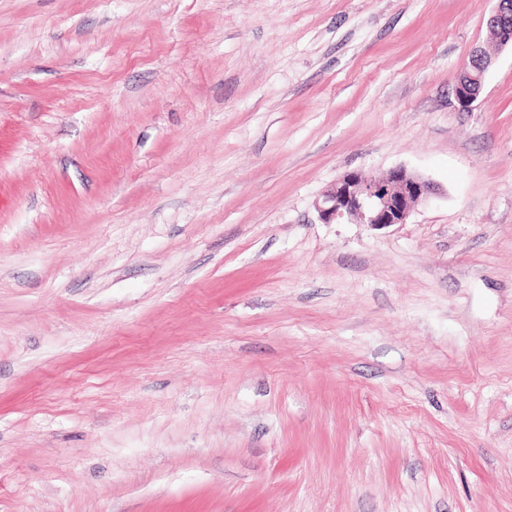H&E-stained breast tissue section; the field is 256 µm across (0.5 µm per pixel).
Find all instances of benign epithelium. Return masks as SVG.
Listing matches in <instances>:
<instances>
[{"mask_svg": "<svg viewBox=\"0 0 512 512\" xmlns=\"http://www.w3.org/2000/svg\"><path fill=\"white\" fill-rule=\"evenodd\" d=\"M488 29L501 46H512V0H494ZM455 85L458 103L468 108L480 96L492 57L482 51L471 56ZM437 193L436 185L405 167H396L378 180L358 171L344 174L316 201L320 220L326 224H367L381 229L407 222L413 208Z\"/></svg>", "mask_w": 512, "mask_h": 512, "instance_id": "obj_1", "label": "benign epithelium"}]
</instances>
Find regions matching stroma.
Instances as JSON below:
<instances>
[{
    "mask_svg": "<svg viewBox=\"0 0 512 512\" xmlns=\"http://www.w3.org/2000/svg\"><path fill=\"white\" fill-rule=\"evenodd\" d=\"M492 7L0 0V512H512ZM470 59L472 64L464 65L455 85L456 99L463 108L470 107L478 99L485 75L492 65V57L482 51H476ZM437 190L433 182L401 166L378 180L350 171L323 192L315 207L326 224L347 221L381 229L406 223L413 208Z\"/></svg>",
    "mask_w": 512,
    "mask_h": 512,
    "instance_id": "1",
    "label": "stroma"
}]
</instances>
